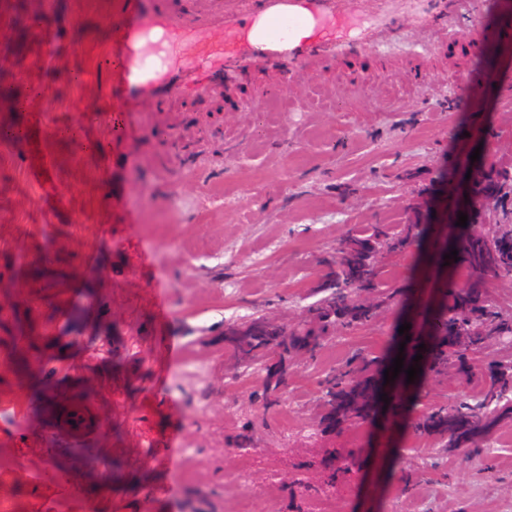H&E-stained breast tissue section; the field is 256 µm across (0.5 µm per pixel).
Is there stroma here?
I'll use <instances>...</instances> for the list:
<instances>
[{
    "instance_id": "stroma-1",
    "label": "stroma",
    "mask_w": 512,
    "mask_h": 512,
    "mask_svg": "<svg viewBox=\"0 0 512 512\" xmlns=\"http://www.w3.org/2000/svg\"><path fill=\"white\" fill-rule=\"evenodd\" d=\"M426 7L401 0L402 41L297 77L280 99L244 74L232 91L172 113L166 129L185 144L180 178L152 161L163 131L142 128L125 146L137 164L116 174L145 189L140 221L113 225L92 185L116 137L96 118L110 104L106 76L91 71L105 43L76 29L54 35L39 21L45 0H21L19 36L0 66V121L25 118L44 154L32 159L28 142H0V310L17 316L0 324V337L38 347L62 399L58 427L138 453L136 464L115 469L111 496L91 497L84 512H193L201 503L207 512H512V274L439 259L449 239L474 249L512 234V186L493 176L512 171V0H463L448 36L422 22ZM476 25L480 54L465 39ZM246 98L254 110L241 109ZM226 195L230 205L206 208ZM462 213L468 226L457 224ZM357 224L405 237L376 256L394 295L359 291L372 318L336 328L317 356L300 354L277 405L267 406L274 354L237 366L224 336L259 319L314 326L336 280V250ZM59 243L73 255L74 286L58 284L48 307L17 295L26 278L17 255ZM141 247L153 249L152 268L138 266ZM155 274L165 278L172 320L112 308L111 290L143 292ZM94 278L91 303L74 317L79 281ZM460 305L494 312L465 351L448 322ZM405 323L441 343L448 366L424 364L393 389L385 370L399 355L413 365L417 354L399 333ZM162 337L183 352L161 401L150 347ZM349 360L360 399L325 404L321 380ZM107 381L108 396L98 391ZM490 388L502 397L478 420L431 428V415L458 395ZM174 435L195 450L200 473L157 497L165 475L153 459ZM377 448L381 460L370 462ZM339 457L350 472L336 471ZM331 471L335 488L306 498L305 486ZM352 478L356 494L343 498ZM55 480L42 457H29L0 472V505L48 512Z\"/></svg>"
}]
</instances>
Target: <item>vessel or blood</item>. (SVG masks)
Here are the masks:
<instances>
[{
	"label": "vessel or blood",
	"instance_id": "b4317fda",
	"mask_svg": "<svg viewBox=\"0 0 512 512\" xmlns=\"http://www.w3.org/2000/svg\"><path fill=\"white\" fill-rule=\"evenodd\" d=\"M305 9L310 15L330 16L337 23H344L352 6L349 0H252L249 11H238L233 0L223 5L206 8L183 7L176 0H65L63 6L48 17L47 23L59 30H67L83 24L91 16L104 18L113 40L106 52L95 58L96 72L109 76L108 92L112 110L107 118L127 141L134 140L144 116L168 111L170 105L185 100L191 94L211 92L216 79L233 84L235 74L251 70L262 78V92L270 97L281 94L279 84L265 82L269 69H279L281 75L291 71L317 72L331 61H339L368 51L379 50L383 43L398 37L404 22L401 17H390L382 28L370 37L341 34L336 29H325L312 34L302 54L271 47L264 52L251 51L250 32L254 23L262 17H277ZM208 37L206 50L194 51L189 67L158 74H147L136 42L156 34L164 39L179 38L186 34ZM109 195L117 221L132 224L139 218V210L131 202L135 191L126 184L112 186ZM147 300L158 322H166L172 316L169 296L162 279H155ZM23 352V343L11 340L0 344V365L11 368L10 386L19 395L29 386V375L14 370L13 364ZM6 428L18 438L22 447L38 450L45 447L47 435L32 436L28 433L25 416L13 417ZM169 453L155 461L156 466L167 474V481L158 489L159 494L174 490L179 461L175 448L176 439H169ZM82 500V488L72 478L60 476L49 501L50 512H76Z\"/></svg>",
	"mask_w": 512,
	"mask_h": 512
}]
</instances>
